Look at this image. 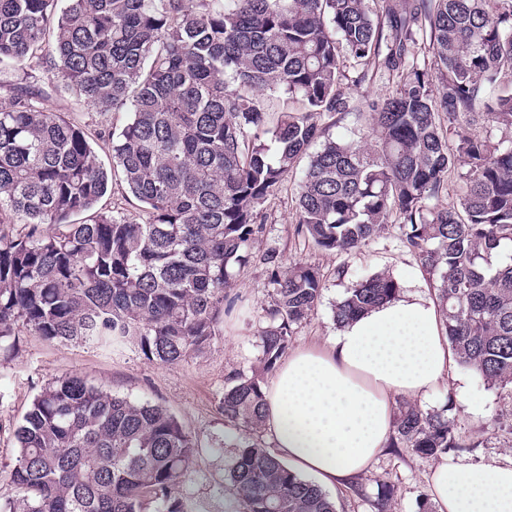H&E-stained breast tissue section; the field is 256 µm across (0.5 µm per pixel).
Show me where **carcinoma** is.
I'll use <instances>...</instances> for the list:
<instances>
[{"mask_svg": "<svg viewBox=\"0 0 512 512\" xmlns=\"http://www.w3.org/2000/svg\"><path fill=\"white\" fill-rule=\"evenodd\" d=\"M54 2L0 0V65L49 48L51 79L101 114H130L112 138V170L140 214L98 207L109 174L83 129L15 88L0 107V347L24 330L105 348L135 337L164 365L202 351L226 313L232 269L250 262L263 231L257 205L304 161L298 233L348 253L398 222L456 361L512 388V135L472 131L486 118L512 131V0H66L58 16ZM420 44L432 55L424 68ZM368 80L392 90L364 113L356 92ZM262 92L300 107L273 121ZM348 119L350 136L329 135ZM460 166L458 201L437 204ZM262 260L274 301L261 368L229 377L219 402L245 433L229 472L235 512H336L252 440L263 375L323 290L307 264L284 274L276 251ZM399 292L388 274L364 278L334 321ZM15 436L0 512H184L173 490L197 444L160 405L69 375L43 388ZM391 447L434 457L459 444L447 410L402 399ZM395 493L380 486L377 512H393Z\"/></svg>", "mask_w": 512, "mask_h": 512, "instance_id": "obj_1", "label": "carcinoma"}]
</instances>
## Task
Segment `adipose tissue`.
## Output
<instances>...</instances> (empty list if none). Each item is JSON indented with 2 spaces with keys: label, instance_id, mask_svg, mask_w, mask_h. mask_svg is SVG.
<instances>
[{
  "label": "adipose tissue",
  "instance_id": "1",
  "mask_svg": "<svg viewBox=\"0 0 512 512\" xmlns=\"http://www.w3.org/2000/svg\"><path fill=\"white\" fill-rule=\"evenodd\" d=\"M453 364L435 301L408 293L297 347L263 385V429L296 472L333 487L385 453L401 398H423ZM428 482L437 512H512V463L443 460Z\"/></svg>",
  "mask_w": 512,
  "mask_h": 512
}]
</instances>
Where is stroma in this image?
I'll use <instances>...</instances> for the list:
<instances>
[{
    "mask_svg": "<svg viewBox=\"0 0 512 512\" xmlns=\"http://www.w3.org/2000/svg\"><path fill=\"white\" fill-rule=\"evenodd\" d=\"M27 81L40 89L44 107L65 113L80 125L102 163L111 165V146L97 134L106 127H122L126 113H97L84 99L50 80L42 59L0 68V104L9 101L12 87ZM296 184V179H288L259 205L264 232L254 242L255 258L234 268L233 286L227 292L232 309L218 324L204 353L162 365L146 359L132 340L107 353L91 344L50 342L27 332L17 336L11 351H0V495L10 492L9 474L19 451L14 431L34 398L55 378L77 374L112 395L158 404L174 414L198 443L188 476L175 488V496L183 501L185 512H232L235 492L226 475L242 433L225 422L218 402L228 374H251L262 356L260 334L269 324L273 287L260 255L276 250L283 263L311 265L322 278L318 310L296 328L290 342L294 348L335 336L334 308L363 277L388 273L405 293L421 273L417 256L406 247L395 222L356 251L336 253L312 247L296 233ZM417 404L428 412L447 409L453 418L458 446L448 451L449 460H512V390L487 385L479 375L458 365L452 380ZM434 463V458L392 448L354 484L328 490L327 495L335 502L336 512H376L378 487L391 481L397 487L396 512H419L420 501L430 496L428 474Z\"/></svg>",
    "mask_w": 512,
    "mask_h": 512,
    "instance_id": "1",
    "label": "stroma"
}]
</instances>
